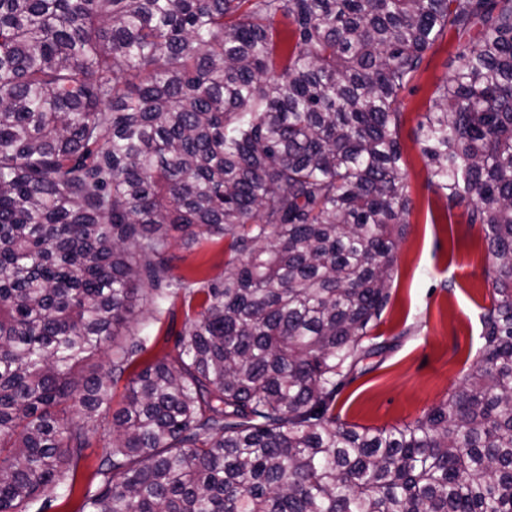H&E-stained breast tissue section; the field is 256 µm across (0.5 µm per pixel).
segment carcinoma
Instances as JSON below:
<instances>
[{
	"label": "carcinoma",
	"mask_w": 512,
	"mask_h": 512,
	"mask_svg": "<svg viewBox=\"0 0 512 512\" xmlns=\"http://www.w3.org/2000/svg\"><path fill=\"white\" fill-rule=\"evenodd\" d=\"M449 31L418 140L485 234L481 354L348 425L392 347L400 94ZM172 231L228 237L224 275L168 276ZM198 295L131 371L138 304ZM109 415L78 512H512V0H0V512L72 494Z\"/></svg>",
	"instance_id": "obj_1"
}]
</instances>
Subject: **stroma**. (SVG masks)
Returning a JSON list of instances; mask_svg holds the SVG:
<instances>
[{
  "instance_id": "35a3bbf8",
  "label": "stroma",
  "mask_w": 512,
  "mask_h": 512,
  "mask_svg": "<svg viewBox=\"0 0 512 512\" xmlns=\"http://www.w3.org/2000/svg\"><path fill=\"white\" fill-rule=\"evenodd\" d=\"M457 44L454 33L445 34L400 95L399 144L410 209L397 242L390 299L371 330L395 346L365 360L363 374L339 396L336 412L351 425L382 428L419 417L460 385L482 345L481 314L492 294L484 234L468 223L466 206L448 208L430 188L417 138L433 91L456 68ZM169 243L173 277L197 281L223 274L229 256L224 236L189 244L176 232ZM186 311L179 299L144 307L136 329L149 339V356L172 352Z\"/></svg>"
}]
</instances>
